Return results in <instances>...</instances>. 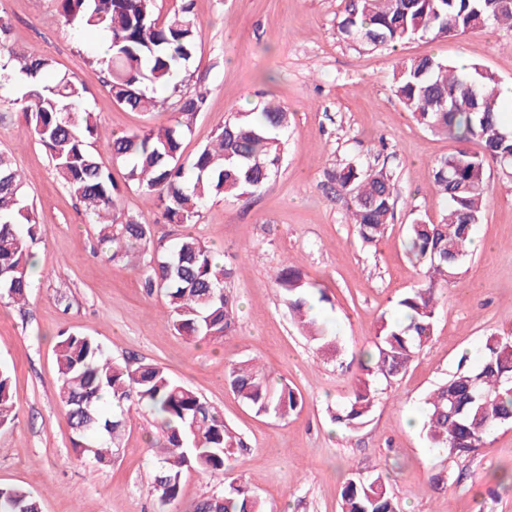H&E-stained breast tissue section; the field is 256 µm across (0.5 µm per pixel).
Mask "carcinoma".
Segmentation results:
<instances>
[{
	"instance_id": "cac0c4a2",
	"label": "carcinoma",
	"mask_w": 512,
	"mask_h": 512,
	"mask_svg": "<svg viewBox=\"0 0 512 512\" xmlns=\"http://www.w3.org/2000/svg\"><path fill=\"white\" fill-rule=\"evenodd\" d=\"M55 11L83 37L109 35L107 56L94 53L113 100L137 112L170 111L169 123L131 132L107 133L86 103L87 90L66 75L50 78L54 60L6 46L8 26L0 19V85L22 88L21 111L35 141L52 161L63 187L96 216L99 242L116 263L142 268L146 292L165 297L168 325L189 342H221L236 332L237 311L227 291L232 269L216 258L192 229L217 197H252L279 170L290 113L274 102L259 111L235 112L192 157L182 141L203 110L206 94L187 87L188 64L201 28L191 4L162 17L156 0H54ZM512 26V0H345L337 21L342 39L363 50L398 47L424 36L447 38L490 21ZM392 87L403 109L430 131L461 143L431 164L437 193L447 202L435 224L421 217L408 225L407 247L421 266L424 283L397 303L401 321L383 320L373 349L360 367L350 395L333 420L352 429L364 424L375 405L374 382L394 379L431 342L442 290L461 273L471 255L487 192L486 171H512V128L501 103L499 81L477 64L456 67L435 57L402 58ZM105 139L126 167L125 182L149 195L156 211L131 214L119 206L120 186L97 159L94 145ZM476 141L481 151L466 143ZM326 182L348 197L350 223L359 241L374 248L383 238L394 207L395 185L383 167L349 159L326 171ZM176 224L183 232L164 244L154 226ZM40 224L28 202L21 174L0 153V302L20 303L31 288L33 245ZM275 285L317 349L337 351L335 338L310 315L313 301L328 300L319 284L288 261ZM58 400L72 429L74 452L99 466L117 454L131 410L158 423L164 449L156 459L152 492L179 497L184 469L197 468L221 479L240 438L224 416L193 389L156 363L112 358L101 342L79 332L64 333L55 348ZM226 382L258 414L285 419L302 408L299 391L269 385L254 360L235 362ZM10 373L0 368V429L15 422ZM512 425V336L491 333L477 349V361L462 356L458 369L425 401L423 429L433 448L466 456L488 443L495 429ZM341 512H400L380 474L352 476L341 487ZM0 512H42L38 495L0 487ZM191 512H263L243 486L204 497Z\"/></svg>"
}]
</instances>
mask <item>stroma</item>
Here are the masks:
<instances>
[{
	"instance_id": "obj_1",
	"label": "stroma",
	"mask_w": 512,
	"mask_h": 512,
	"mask_svg": "<svg viewBox=\"0 0 512 512\" xmlns=\"http://www.w3.org/2000/svg\"><path fill=\"white\" fill-rule=\"evenodd\" d=\"M342 0H194L202 38L189 64L191 86L207 101L183 140L193 156L231 117L264 101L293 115L282 166L265 191L211 201L195 234L232 269L237 332L221 342L187 343L162 317L165 301L147 294L140 269L101 252L95 224L63 188L45 151L26 131L17 86L0 87V150L23 176L45 233L25 304H0V365L12 376L17 420L0 429V487L38 494L42 512H186L221 485L244 484L266 512H341L340 490L357 473L382 474L401 512H512V425L465 457L432 450L422 431L425 396L453 374L486 334L512 335V180L487 172L488 197L476 237L481 246L442 298L430 346L407 372L377 381L367 422L350 430L331 411L355 386L341 371L372 345L382 318L419 287L423 274L406 248L416 217L439 221L446 210L432 161L452 152L450 136L417 125L396 99L398 56H436L479 64L512 85V29L489 22L462 35L415 39L398 53L364 51L341 39ZM8 42L53 58L55 71L78 78L108 130L167 124L168 112L118 105L104 75L88 62L93 46L57 15L53 0H0ZM378 160L393 173L394 213L377 248L362 247L347 222V199L332 194L325 173L346 157ZM290 258L326 289L320 319L339 341L340 357L319 353L292 320L274 284ZM70 329L97 338L114 359L158 364L224 413L244 445L223 482L190 469L179 498L159 505L152 466L162 438L152 418L131 412L122 446L106 467L77 459L57 399L54 350ZM258 358L271 384L304 398L281 420L256 414L225 382L232 362Z\"/></svg>"
}]
</instances>
